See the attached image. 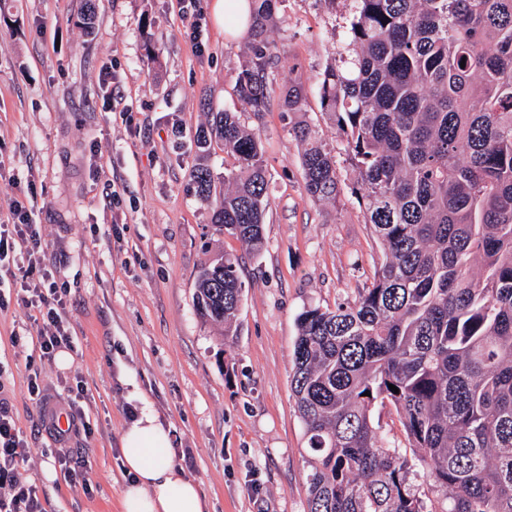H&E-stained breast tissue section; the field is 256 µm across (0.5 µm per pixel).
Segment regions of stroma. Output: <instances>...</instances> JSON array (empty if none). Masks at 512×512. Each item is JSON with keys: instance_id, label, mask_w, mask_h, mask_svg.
<instances>
[{"instance_id": "stroma-1", "label": "stroma", "mask_w": 512, "mask_h": 512, "mask_svg": "<svg viewBox=\"0 0 512 512\" xmlns=\"http://www.w3.org/2000/svg\"><path fill=\"white\" fill-rule=\"evenodd\" d=\"M218 0H95L92 29L82 0H0V225L10 205L41 227L40 266L68 291L71 363L27 367L43 322L15 305L17 268L0 272V397L33 454L24 477L42 512H119L128 476L121 436L126 406L151 408L169 427L178 465L212 512H307L304 427L289 374L296 318L335 307L370 286L382 251L341 167L340 204L321 206L302 189L292 129L326 121L319 80L345 42L352 0H278L268 72L269 106L244 111L235 78L246 39L224 32ZM302 85V111L280 105L284 83ZM239 112L262 139L270 206L265 247L244 256L238 333L223 340L194 304L200 266L243 254L215 230L212 207L194 193L192 172L221 177L233 160L196 134L210 112ZM22 337L15 345L14 337ZM37 379L46 399L28 392ZM80 379L90 434L71 435L89 487L66 478L44 410H66Z\"/></svg>"}]
</instances>
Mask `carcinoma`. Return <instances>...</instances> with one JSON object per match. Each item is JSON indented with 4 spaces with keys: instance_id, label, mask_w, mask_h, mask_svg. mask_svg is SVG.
Here are the masks:
<instances>
[{
    "instance_id": "cac0c4a2",
    "label": "carcinoma",
    "mask_w": 512,
    "mask_h": 512,
    "mask_svg": "<svg viewBox=\"0 0 512 512\" xmlns=\"http://www.w3.org/2000/svg\"><path fill=\"white\" fill-rule=\"evenodd\" d=\"M250 2L235 86L257 114L276 0ZM353 2L320 87L343 148L307 124L293 134L312 201L336 204L341 163L355 172L383 259L353 302L297 317L290 386L312 458L307 512H435L407 482L406 455L379 439V401L446 491L444 512H512V0ZM303 105L302 87L284 86L285 110ZM197 143L234 159L220 192L208 166L194 171L198 197H219L212 224L260 254L270 205L260 134L215 112ZM241 260L226 253L195 277L196 311L226 339L238 329Z\"/></svg>"
}]
</instances>
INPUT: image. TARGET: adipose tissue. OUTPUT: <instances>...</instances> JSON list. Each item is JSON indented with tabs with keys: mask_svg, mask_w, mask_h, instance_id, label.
Returning <instances> with one entry per match:
<instances>
[{
	"mask_svg": "<svg viewBox=\"0 0 512 512\" xmlns=\"http://www.w3.org/2000/svg\"><path fill=\"white\" fill-rule=\"evenodd\" d=\"M121 453L123 467L132 476L122 491V512H210L198 483L177 464L168 428L151 410L126 426Z\"/></svg>",
	"mask_w": 512,
	"mask_h": 512,
	"instance_id": "ef3b65f1",
	"label": "adipose tissue"
}]
</instances>
